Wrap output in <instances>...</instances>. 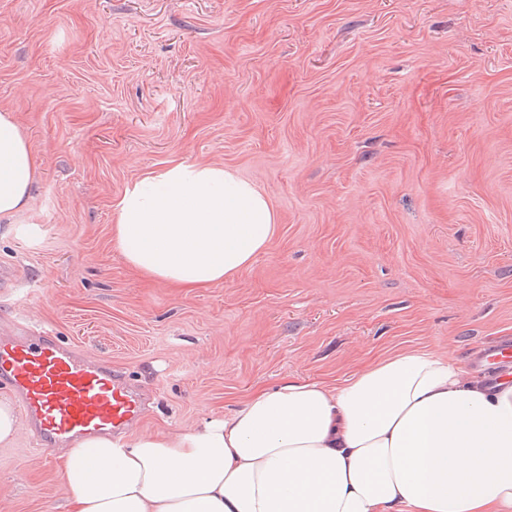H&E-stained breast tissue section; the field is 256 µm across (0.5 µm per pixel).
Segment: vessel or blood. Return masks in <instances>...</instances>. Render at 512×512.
<instances>
[{"mask_svg":"<svg viewBox=\"0 0 512 512\" xmlns=\"http://www.w3.org/2000/svg\"><path fill=\"white\" fill-rule=\"evenodd\" d=\"M477 363L504 367L512 342L479 353ZM0 387L17 399L41 447L125 430L142 410V395L110 360L92 358L55 332L0 339Z\"/></svg>","mask_w":512,"mask_h":512,"instance_id":"b4317fda","label":"vessel or blood"}]
</instances>
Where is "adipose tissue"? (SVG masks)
<instances>
[{"label": "adipose tissue", "mask_w": 512, "mask_h": 512, "mask_svg": "<svg viewBox=\"0 0 512 512\" xmlns=\"http://www.w3.org/2000/svg\"><path fill=\"white\" fill-rule=\"evenodd\" d=\"M36 159L0 110V221L27 210ZM126 263L177 288L248 268L275 233L268 197L216 165L126 186ZM73 512H512V384L410 351L328 388L290 382L184 433L95 436L67 452Z\"/></svg>", "instance_id": "adipose-tissue-1"}]
</instances>
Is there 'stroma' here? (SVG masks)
Segmentation results:
<instances>
[{
  "label": "stroma",
  "mask_w": 512,
  "mask_h": 512,
  "mask_svg": "<svg viewBox=\"0 0 512 512\" xmlns=\"http://www.w3.org/2000/svg\"><path fill=\"white\" fill-rule=\"evenodd\" d=\"M0 109L38 162L0 222V338L18 312L111 360L147 398L128 436L512 339V0H0ZM173 163L224 166L277 217L193 292L113 238L126 186ZM60 464L21 429L0 512H69Z\"/></svg>",
  "instance_id": "stroma-1"
}]
</instances>
